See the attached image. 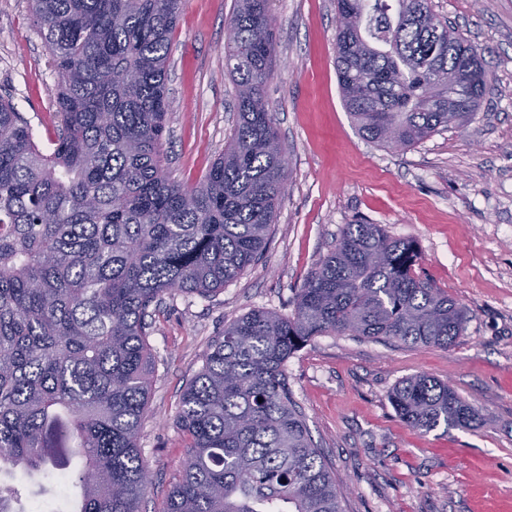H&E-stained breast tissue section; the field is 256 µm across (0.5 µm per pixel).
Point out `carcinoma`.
Masks as SVG:
<instances>
[{"mask_svg":"<svg viewBox=\"0 0 512 512\" xmlns=\"http://www.w3.org/2000/svg\"><path fill=\"white\" fill-rule=\"evenodd\" d=\"M60 76L50 151L0 97V471H45L73 453L77 512H140L138 448L152 372L151 306L209 296L254 266L285 187L265 97L275 28L269 0H235L224 44L236 130L204 178L167 171L166 63L181 0H31ZM336 0V70L359 133L413 147L467 123L488 91L484 55L428 0ZM453 33L441 40L437 30ZM466 101L448 111V74ZM414 241L347 224L288 316L253 310L224 325L184 389L190 439L166 512H343L340 480L314 444L285 364L318 336L448 347L468 310L417 276ZM430 432L478 410L425 375L390 393Z\"/></svg>","mask_w":512,"mask_h":512,"instance_id":"1","label":"carcinoma"}]
</instances>
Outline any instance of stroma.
Wrapping results in <instances>:
<instances>
[{"label": "stroma", "mask_w": 512, "mask_h": 512, "mask_svg": "<svg viewBox=\"0 0 512 512\" xmlns=\"http://www.w3.org/2000/svg\"><path fill=\"white\" fill-rule=\"evenodd\" d=\"M234 0H182L169 54L165 151L171 176L199 182L234 135L236 86L224 58ZM484 51L490 89L471 121L394 151L364 139L341 100L335 0H272L277 65L266 85L286 153V190L259 260L222 292H172L152 314L155 369L139 448L163 512L188 440L178 413L225 323L254 309L289 314L348 224L414 240L417 272L470 312L451 346L320 336L285 366L310 434L345 480V512H512V0H430ZM28 0H0V96L50 149L58 85ZM423 374L479 412L468 430L425 432L390 393ZM23 497L56 506L61 473L17 476Z\"/></svg>", "instance_id": "1"}]
</instances>
